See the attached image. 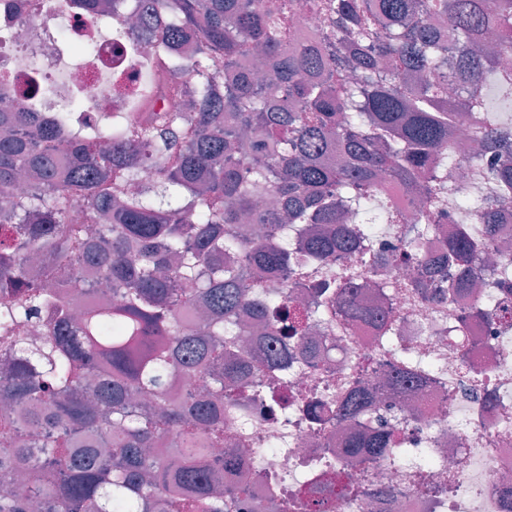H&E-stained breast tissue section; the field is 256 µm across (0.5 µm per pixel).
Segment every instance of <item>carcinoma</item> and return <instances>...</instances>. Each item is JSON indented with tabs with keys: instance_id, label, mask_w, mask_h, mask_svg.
Returning a JSON list of instances; mask_svg holds the SVG:
<instances>
[{
	"instance_id": "1",
	"label": "carcinoma",
	"mask_w": 512,
	"mask_h": 512,
	"mask_svg": "<svg viewBox=\"0 0 512 512\" xmlns=\"http://www.w3.org/2000/svg\"><path fill=\"white\" fill-rule=\"evenodd\" d=\"M112 13L123 35L146 33L151 65L185 111L114 120L102 134L46 118L0 98V456L19 462L0 486V512L61 502L65 512H234L247 486L227 499L206 471L224 444V408L244 405L240 382L258 365L286 369L276 344L304 354L313 327L341 311L389 329L377 308L353 301L356 277L391 263L431 269L442 294L484 277L502 294L512 278L484 264L498 242L478 224L512 219V0H76ZM306 15L323 19L305 38ZM464 125L477 188L453 196L440 173L459 166L450 135ZM144 168L154 183L124 192ZM395 181L421 197L408 221L383 191ZM279 224L277 236L263 234ZM398 232L394 248L369 233ZM446 237L434 259L417 248ZM338 255L357 260L340 273ZM82 263L97 287L121 290L78 308L86 284L58 274ZM290 269L308 277V301L288 305L275 290ZM197 301L203 323L183 327L179 310ZM474 316L512 325V307ZM261 337L250 355L235 341L241 314ZM27 323L37 343L14 334ZM182 375L201 388L170 398ZM320 422L357 427L342 478L278 500L281 512H333L363 487L349 471L390 457L399 464L398 425L377 414L371 391L352 380L347 399L309 409ZM413 483L437 494L427 467Z\"/></svg>"
}]
</instances>
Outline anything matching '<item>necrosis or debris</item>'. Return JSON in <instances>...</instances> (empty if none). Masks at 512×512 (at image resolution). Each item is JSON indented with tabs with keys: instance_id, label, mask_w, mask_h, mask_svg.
<instances>
[{
	"instance_id": "obj_1",
	"label": "necrosis or debris",
	"mask_w": 512,
	"mask_h": 512,
	"mask_svg": "<svg viewBox=\"0 0 512 512\" xmlns=\"http://www.w3.org/2000/svg\"><path fill=\"white\" fill-rule=\"evenodd\" d=\"M92 37L91 60L77 61L79 41ZM152 53L147 40L131 41L118 33L115 22L101 23L72 0H56L51 13H32L28 0H0V65L14 75L8 93L20 106L39 112H71L78 125H97L107 112L134 113L143 95L177 108L178 99L159 85L146 62ZM421 267L391 268L393 287L365 289L361 295L383 303L399 322L398 352L375 350L374 331L362 324L330 336L331 351L318 359L289 361L294 384L313 396L331 401L346 393L344 369L353 362L365 367L361 378L373 388L384 410L404 409L410 424L403 437L411 456L432 454L434 484L453 488L447 501L435 503L424 488L412 484L403 466L381 459L356 470L369 493L339 503L337 512H512V328L471 321L465 352L450 346L448 327L481 302L486 289L442 300L413 299L403 287ZM436 357L422 387L392 391L387 382L401 369L403 357ZM271 381L258 376L244 388L249 423L239 411L224 413V445L212 449V461L239 458L242 471L225 479L250 488V512H274V494L294 491L310 482L322 466L341 456L348 428L317 425L302 410L272 424L266 417L265 391ZM276 442L275 452L258 459L253 449Z\"/></svg>"
}]
</instances>
